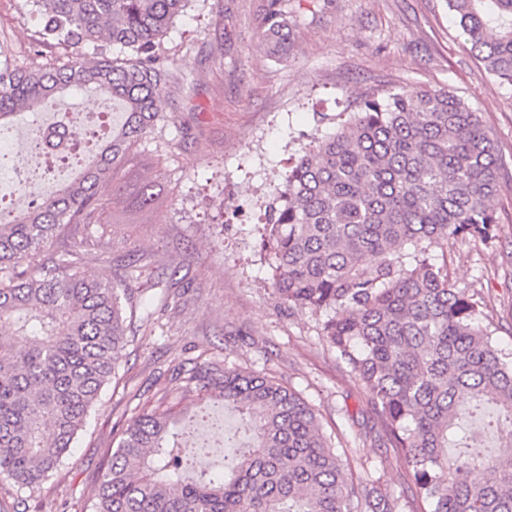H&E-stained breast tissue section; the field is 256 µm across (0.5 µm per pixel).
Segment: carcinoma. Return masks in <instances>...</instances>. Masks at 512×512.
Here are the masks:
<instances>
[{"instance_id":"obj_1","label":"carcinoma","mask_w":512,"mask_h":512,"mask_svg":"<svg viewBox=\"0 0 512 512\" xmlns=\"http://www.w3.org/2000/svg\"><path fill=\"white\" fill-rule=\"evenodd\" d=\"M188 0H22L38 22L30 52L93 45L102 58L0 66V131L82 90L112 98L118 127L78 177L0 212V476L34 495L66 461L123 359L152 260L112 278L85 262L110 249L118 171L164 128L161 47ZM270 0L263 46L288 55ZM471 50L512 89V0H448ZM512 172L497 140L454 90L366 96L335 132L304 148L269 208L262 255L278 304L325 316L322 339L367 398L366 434L406 464L403 496L355 481L315 408L278 378L197 360L159 388L116 438L90 512H512V353L483 303L448 279V243L494 245V201ZM409 251L402 252V247ZM440 254H434V250ZM204 396L234 411L246 448L201 465L172 406ZM508 432L498 431L501 421Z\"/></svg>"}]
</instances>
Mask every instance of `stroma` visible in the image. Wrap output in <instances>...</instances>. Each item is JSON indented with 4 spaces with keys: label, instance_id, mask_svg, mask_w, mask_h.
<instances>
[{
    "label": "stroma",
    "instance_id": "35a3bbf8",
    "mask_svg": "<svg viewBox=\"0 0 512 512\" xmlns=\"http://www.w3.org/2000/svg\"><path fill=\"white\" fill-rule=\"evenodd\" d=\"M20 0H0V63L32 66L35 27ZM264 0H190L162 45L171 75L161 109L174 115L146 136L119 173L112 260L150 253L167 285L137 309L119 384L81 432L71 457L25 512H85L119 426L153 404L175 369L204 356L270 373L301 392L332 441L355 461L385 463L381 482L401 490L403 459L365 435L368 404L322 341L323 315L278 306L260 253L265 209L284 189L291 159L333 133L355 98L390 90L457 91L479 112L512 163V91L470 51L446 0H278L292 49L269 57L260 41ZM151 185L154 209L137 195ZM501 241L448 248V277L484 303V321L512 352V187L495 201Z\"/></svg>",
    "mask_w": 512,
    "mask_h": 512
}]
</instances>
